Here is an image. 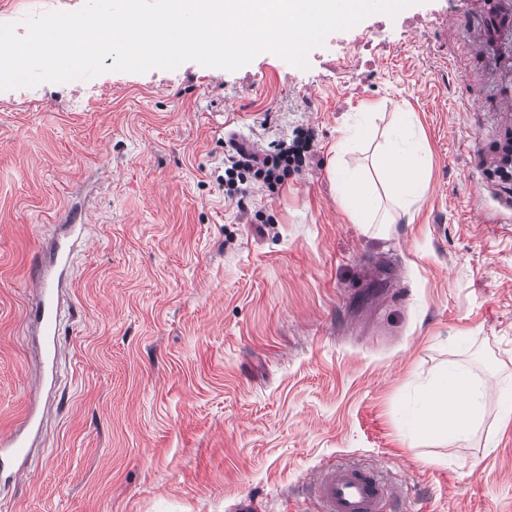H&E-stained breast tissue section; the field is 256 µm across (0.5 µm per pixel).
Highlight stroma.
I'll return each mask as SVG.
<instances>
[{"mask_svg": "<svg viewBox=\"0 0 512 512\" xmlns=\"http://www.w3.org/2000/svg\"><path fill=\"white\" fill-rule=\"evenodd\" d=\"M84 0H0V23ZM420 32L340 70L259 53L215 74L108 71L0 91V437L41 422L0 512H316L315 475L378 468L393 512H512V0H419ZM429 188L386 233L341 207L335 166L372 170L397 113ZM311 130L275 192L226 199L225 146ZM84 226L54 389L29 310L34 267ZM462 365L485 383L468 440L416 429ZM493 450H486L487 442Z\"/></svg>", "mask_w": 512, "mask_h": 512, "instance_id": "stroma-1", "label": "stroma"}]
</instances>
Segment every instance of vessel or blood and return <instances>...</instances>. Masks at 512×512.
Listing matches in <instances>:
<instances>
[{
	"label": "vessel or blood",
	"instance_id": "vessel-or-blood-1",
	"mask_svg": "<svg viewBox=\"0 0 512 512\" xmlns=\"http://www.w3.org/2000/svg\"><path fill=\"white\" fill-rule=\"evenodd\" d=\"M37 297L30 311L43 338L45 363L56 365L60 325L58 285L50 268L38 267L35 274ZM27 441L10 436L0 439V474L7 463L27 457ZM319 512H382L392 491L370 469L356 464L340 465L320 472L314 479Z\"/></svg>",
	"mask_w": 512,
	"mask_h": 512
}]
</instances>
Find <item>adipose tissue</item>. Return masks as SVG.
<instances>
[{"label":"adipose tissue","instance_id":"ef3b65f1","mask_svg":"<svg viewBox=\"0 0 512 512\" xmlns=\"http://www.w3.org/2000/svg\"><path fill=\"white\" fill-rule=\"evenodd\" d=\"M395 136V142L381 152L378 178L391 191L395 204L407 214L415 199L424 196L428 189V161L410 123L400 122ZM335 177L341 205L356 223H389V216L379 213L374 179L349 167L337 168ZM485 397L484 386L467 370L452 369L428 393L426 414L415 426L423 432L444 433L452 441L467 440L481 422Z\"/></svg>","mask_w":512,"mask_h":512}]
</instances>
